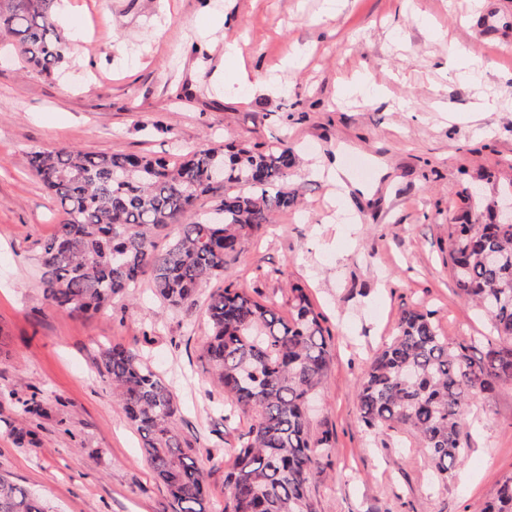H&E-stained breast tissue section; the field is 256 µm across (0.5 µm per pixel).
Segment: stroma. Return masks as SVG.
I'll use <instances>...</instances> for the list:
<instances>
[{
	"mask_svg": "<svg viewBox=\"0 0 512 512\" xmlns=\"http://www.w3.org/2000/svg\"><path fill=\"white\" fill-rule=\"evenodd\" d=\"M60 22L81 41L64 76L0 50V475L55 512H164L141 439L99 373L101 348L142 351L171 386L176 426L223 512L224 473L211 456L251 418L224 421L223 393L202 357L204 311L171 309L148 279L107 313L76 318L47 301L40 256L56 205L28 153L175 154L204 140L265 147L287 135L301 162L296 205L224 264L225 281L287 313L305 285L331 335L327 380L310 432L330 434L310 489L317 512H475L512 474V384L463 415L465 458L435 482L409 434L369 431L357 385L396 334L405 308L431 312L451 340L490 322L448 270V225L461 191L492 171L512 182V0H69ZM236 43L251 86L214 83ZM471 47L472 62L450 46ZM37 396L45 416L22 414ZM33 431V442L18 443Z\"/></svg>",
	"mask_w": 512,
	"mask_h": 512,
	"instance_id": "stroma-1",
	"label": "stroma"
}]
</instances>
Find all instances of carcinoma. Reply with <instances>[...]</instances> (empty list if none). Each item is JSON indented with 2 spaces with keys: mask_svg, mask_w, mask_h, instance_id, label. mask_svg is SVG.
<instances>
[{
  "mask_svg": "<svg viewBox=\"0 0 512 512\" xmlns=\"http://www.w3.org/2000/svg\"><path fill=\"white\" fill-rule=\"evenodd\" d=\"M58 4L0 0V40L24 67L59 71L70 40L57 29ZM28 163L60 211L41 255L44 295L81 317L107 311L147 270L152 292L168 307L195 303L203 283L224 279V263L244 239L295 203L297 157L280 137L264 150L205 141L176 161L62 147L33 151ZM214 167L224 170L217 183L209 179ZM210 195L221 197L218 224L196 210ZM169 224L178 225L177 237L159 252L155 238ZM448 269L462 296L491 321L494 338L484 352L476 357L472 343L448 339L432 313L406 310L358 385L364 426L411 432L438 481L465 456L466 407L512 382V221L485 222L477 210L451 225ZM291 293L287 317L231 282L214 289L206 305L205 358L224 396L252 414L224 469V512H315L310 478L331 441L311 436L305 402L326 381L331 344L304 288L293 284ZM96 366L166 488L165 512H206L205 479L175 426L179 405L170 386L138 351L119 343L102 348ZM0 512L50 508L0 477ZM481 512H512V475Z\"/></svg>",
  "mask_w": 512,
  "mask_h": 512,
  "instance_id": "cac0c4a2",
  "label": "carcinoma"
}]
</instances>
